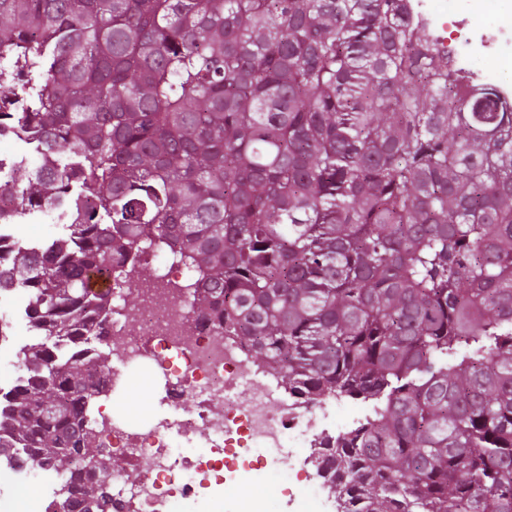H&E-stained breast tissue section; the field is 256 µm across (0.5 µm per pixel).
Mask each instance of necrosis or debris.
<instances>
[{"label": "necrosis or debris", "instance_id": "1", "mask_svg": "<svg viewBox=\"0 0 512 512\" xmlns=\"http://www.w3.org/2000/svg\"><path fill=\"white\" fill-rule=\"evenodd\" d=\"M411 20L424 24L448 52L464 84L496 86L504 100L512 99V84L498 81L494 62L512 59V25L486 29L457 14L453 0H407ZM157 276L136 278L125 264L123 279L140 296L138 313L113 306L104 323L105 339L121 367L108 375L107 394L127 387L131 375L145 368L162 384L168 412L140 426L99 407L96 442L123 455L140 474L126 484L121 473L105 477L112 493L106 512H171L182 503L186 512H217L226 482L244 481L234 512H269L259 488L269 456L283 449L316 448L335 437L336 398L309 401L282 390L266 369L252 363L246 348L234 338L217 335L198 317L184 292V267L162 263ZM0 302L11 306L14 319L0 321V355L23 358L21 334L30 328L25 299L15 287L0 290ZM195 403L184 415V403ZM221 419H214V411ZM34 469L20 448L0 450V512H63L52 487V473L43 470L37 499L19 497Z\"/></svg>", "mask_w": 512, "mask_h": 512}]
</instances>
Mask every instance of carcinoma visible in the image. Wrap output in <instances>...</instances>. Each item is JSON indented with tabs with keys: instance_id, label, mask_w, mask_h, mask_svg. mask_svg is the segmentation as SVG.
<instances>
[{
	"instance_id": "1",
	"label": "carcinoma",
	"mask_w": 512,
	"mask_h": 512,
	"mask_svg": "<svg viewBox=\"0 0 512 512\" xmlns=\"http://www.w3.org/2000/svg\"><path fill=\"white\" fill-rule=\"evenodd\" d=\"M0 127L71 211L0 289L37 343L0 448L107 501L89 403L123 259L164 244L200 316L309 398L375 402L316 457L338 512H512V110L465 88L404 0H0Z\"/></svg>"
}]
</instances>
